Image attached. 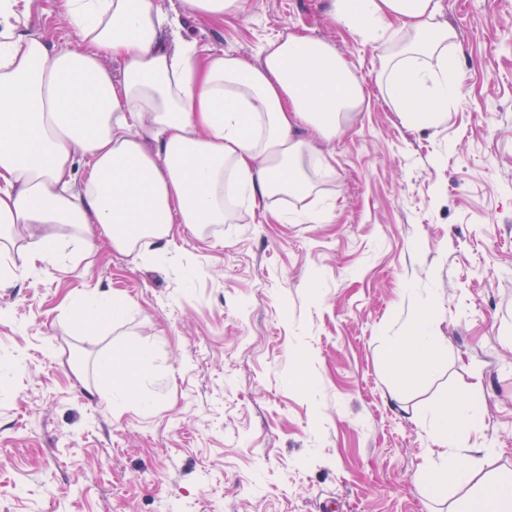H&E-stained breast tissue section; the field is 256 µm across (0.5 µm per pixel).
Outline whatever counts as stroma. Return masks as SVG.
<instances>
[{"label":"stroma","instance_id":"35a3bbf8","mask_svg":"<svg viewBox=\"0 0 512 512\" xmlns=\"http://www.w3.org/2000/svg\"><path fill=\"white\" fill-rule=\"evenodd\" d=\"M27 32L78 42L58 0H17ZM458 94L413 128L380 96L381 51L332 23L326 0H243L182 16L181 41L259 64L271 40L332 45L366 98L332 140L320 200L239 208L179 227L151 258L97 239L32 261L0 244V512H450L420 414L451 392L480 402L478 476L512 469V0H443ZM309 208L301 224L292 213ZM285 219H277V212ZM129 303L83 335L72 298ZM429 316L435 371L396 384L386 354ZM142 346L147 377L102 397L96 362ZM151 398L141 408L138 396Z\"/></svg>","mask_w":512,"mask_h":512}]
</instances>
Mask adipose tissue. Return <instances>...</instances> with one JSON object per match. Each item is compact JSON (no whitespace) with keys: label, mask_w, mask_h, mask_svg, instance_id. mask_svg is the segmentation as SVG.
I'll return each instance as SVG.
<instances>
[{"label":"adipose tissue","mask_w":512,"mask_h":512,"mask_svg":"<svg viewBox=\"0 0 512 512\" xmlns=\"http://www.w3.org/2000/svg\"><path fill=\"white\" fill-rule=\"evenodd\" d=\"M13 2L0 0V238L30 239L44 261L56 260L63 240L97 233L115 249L163 255L174 225L200 231L232 218L229 176L245 203L310 196L319 162L296 129L331 139L365 100L347 60L310 35L270 42L254 65L178 41V17L154 0H60L80 43L67 49L20 30ZM442 11V0H328L334 22L379 43V91L418 127L438 124L459 89ZM108 58L123 60L122 78ZM125 311L101 293L74 302L70 318L93 335L101 318ZM391 357L404 374L433 370L428 321L396 337ZM151 359L137 347L104 353L99 367L112 393L125 395ZM424 418L440 444L439 481L466 491L455 512H512V473L474 484L473 455L456 446L481 426L476 400L449 394Z\"/></svg>","instance_id":"adipose-tissue-1"}]
</instances>
